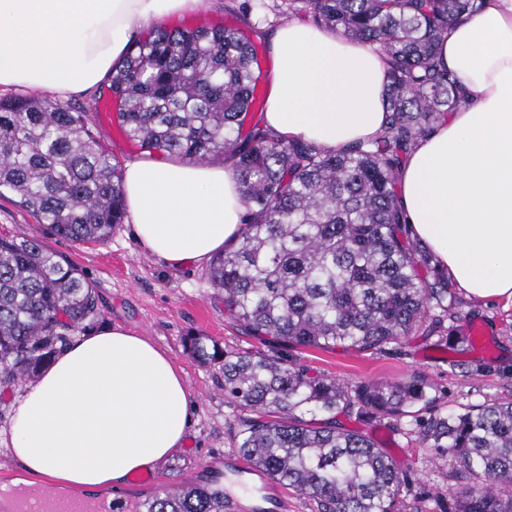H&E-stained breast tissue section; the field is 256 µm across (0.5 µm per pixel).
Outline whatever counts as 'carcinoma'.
<instances>
[{
	"instance_id": "carcinoma-1",
	"label": "carcinoma",
	"mask_w": 512,
	"mask_h": 512,
	"mask_svg": "<svg viewBox=\"0 0 512 512\" xmlns=\"http://www.w3.org/2000/svg\"><path fill=\"white\" fill-rule=\"evenodd\" d=\"M259 19L311 22L375 48L389 69L388 108L370 141L336 151L285 142L259 114L256 45L229 24L159 25L132 43L112 75L117 126L140 147L195 163L222 157L242 187L239 238L209 267L224 310L257 339L284 347L382 351L424 323L449 346L448 272L412 237L397 199L411 152L462 94L438 56L448 29L478 0H256ZM123 168L85 113L46 97L0 98V196L19 198L49 233L106 240L125 221ZM101 317L94 286L22 234L0 233V394L38 375ZM188 351L220 366L224 396L246 413L235 448L315 512H512V400L444 410L414 374L348 385L264 354H228L199 338ZM391 419L430 449L450 481L407 505V471L341 417ZM434 507H429V503ZM142 512H224L223 494L186 482Z\"/></svg>"
}]
</instances>
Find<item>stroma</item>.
<instances>
[{"mask_svg": "<svg viewBox=\"0 0 512 512\" xmlns=\"http://www.w3.org/2000/svg\"><path fill=\"white\" fill-rule=\"evenodd\" d=\"M226 0H204L192 15L170 20L173 28L200 23H228L251 40L278 18L257 24L242 14L225 12ZM106 93L76 95L72 104L87 114L97 139L120 161L144 156L141 147L119 133L116 123H103L96 110ZM17 231L42 241L60 259L76 266L95 286L102 309L101 324H120L170 352L184 371L194 406L193 423L183 448L159 464L150 485L125 484L113 492L114 500L135 508L154 494L186 481L224 478L225 457L235 454L234 435L239 410L224 396V378L214 364H201L188 354L190 338L228 352L263 353L308 368L311 373L348 384L361 381H401L424 375L441 392L448 411L490 400L512 399V301H483L456 290L455 334L466 335L471 324H482L487 335L481 347L448 348L437 336L417 331L400 348L384 351L269 347L224 312V295L212 285L208 267L189 263L172 268L135 239L130 224L118 225L104 243L76 244L47 235L33 214L16 203L12 194L0 197V232ZM345 428L367 434L377 447L412 474L416 485L433 491L446 481L429 461L428 453L388 421L364 422L342 418Z\"/></svg>", "mask_w": 512, "mask_h": 512, "instance_id": "obj_1", "label": "stroma"}]
</instances>
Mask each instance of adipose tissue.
Returning a JSON list of instances; mask_svg holds the SVG:
<instances>
[{
	"label": "adipose tissue",
	"instance_id": "adipose-tissue-1",
	"mask_svg": "<svg viewBox=\"0 0 512 512\" xmlns=\"http://www.w3.org/2000/svg\"><path fill=\"white\" fill-rule=\"evenodd\" d=\"M203 0H0V90L59 99L108 87L127 47ZM264 121L282 140L330 150L385 122L376 49L299 20L266 37ZM467 98L408 158L398 198L413 233L473 297L512 299V0H483L438 45ZM136 239L173 267L207 262L243 228L225 166L155 157L123 170ZM192 423L182 369L120 325L76 336L12 404L10 456L30 475L93 491L125 485L181 448Z\"/></svg>",
	"mask_w": 512,
	"mask_h": 512
}]
</instances>
